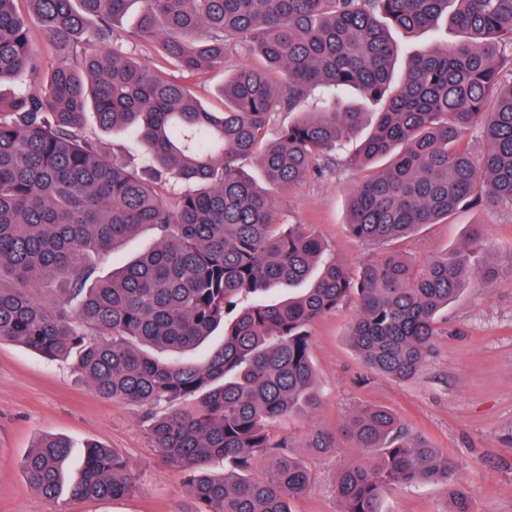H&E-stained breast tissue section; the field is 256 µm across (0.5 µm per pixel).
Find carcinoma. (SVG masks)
<instances>
[{"label": "carcinoma", "instance_id": "obj_1", "mask_svg": "<svg viewBox=\"0 0 512 512\" xmlns=\"http://www.w3.org/2000/svg\"><path fill=\"white\" fill-rule=\"evenodd\" d=\"M16 2L0 0V87H17L0 93V340L73 358L96 394L142 407L154 447L187 474L183 512H292L311 473L268 428L320 404L309 323L356 297L347 340L358 360L414 378L439 313L466 285H491L512 255L473 268L468 252L485 242L474 224L465 251L417 269L383 249L353 278L309 225L278 221L274 193L321 157L336 163L371 102L381 109L349 156L366 172L349 200L352 236L381 246L475 198L512 208V80L502 81L512 0H25L55 53L48 67ZM137 3L132 36L158 42L174 68L202 75L235 54L258 60L224 78L222 108L123 53L115 26ZM445 17L462 39L412 56L396 77L389 27L413 32ZM90 110L101 131L129 136L140 166L88 129ZM280 110L296 118L271 139ZM476 125L481 150L466 141ZM249 158L266 185L240 166ZM146 228L151 248L96 277ZM303 283L278 303L259 298ZM221 327L220 346L179 360ZM341 435L377 457L337 472L339 512H383L385 489L425 484L443 488L448 512H475L458 467L390 411L361 408ZM334 444L317 430L305 447ZM69 453L65 439H41L22 462L29 485L57 498ZM268 456V472L252 475ZM216 458L222 476L208 470ZM135 487L121 454L90 443L69 496L114 499Z\"/></svg>", "mask_w": 512, "mask_h": 512}]
</instances>
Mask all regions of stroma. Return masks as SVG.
I'll use <instances>...</instances> for the list:
<instances>
[{
    "label": "stroma",
    "mask_w": 512,
    "mask_h": 512,
    "mask_svg": "<svg viewBox=\"0 0 512 512\" xmlns=\"http://www.w3.org/2000/svg\"><path fill=\"white\" fill-rule=\"evenodd\" d=\"M131 29L130 19H123V50L149 68L166 69L204 104L220 107L215 91L223 71L191 75L166 67L158 45L131 37ZM362 177L343 161L275 195L283 223L312 225L330 255L353 274L374 253L373 246L346 229L350 193ZM475 224L482 225L488 247L471 253L472 265L512 251V209L484 205L423 226L393 241L391 248L420 264L461 247ZM356 313L350 301L309 324L321 405L273 422L271 436L298 447L314 430H336L356 408L381 407L457 462L476 512H512V270L503 269L490 287L469 285L449 304L438 320L433 351L411 380H392L360 366L346 339ZM141 415L137 406L96 395L73 363L47 360L17 342H0V512H183L186 476L158 456ZM46 435L69 441L74 474L82 466L86 444L116 449L136 478V491L121 499L75 504L65 493L54 501L44 499L27 483L21 460ZM356 456L343 439L334 451L305 453L312 480L292 503V512H338L336 472ZM384 508L448 512V501L436 485L399 486L385 491Z\"/></svg>",
    "instance_id": "35a3bbf8"
}]
</instances>
